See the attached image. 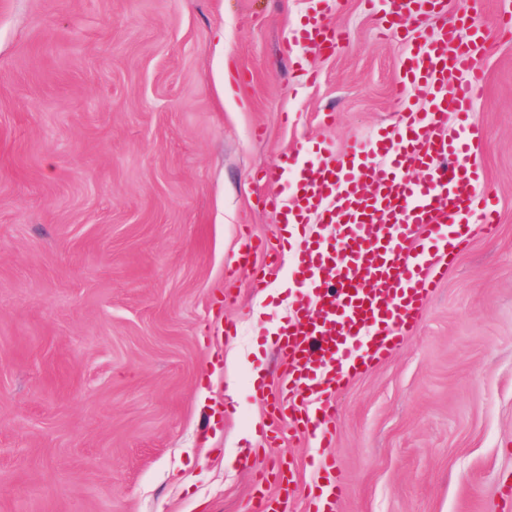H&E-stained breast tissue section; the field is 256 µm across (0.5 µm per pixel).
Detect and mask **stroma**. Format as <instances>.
<instances>
[{"mask_svg":"<svg viewBox=\"0 0 512 512\" xmlns=\"http://www.w3.org/2000/svg\"><path fill=\"white\" fill-rule=\"evenodd\" d=\"M0 0V512H257V473L332 454L336 512H512V0L488 29L472 154L501 203L415 329L333 398L331 449L270 445L292 294L285 154L406 108L390 0ZM223 50H216V37ZM277 247L256 291L245 238ZM236 325L224 333L225 321ZM300 36L306 43L315 47H322L324 50H330L333 47L334 35L330 34L324 17L318 11L301 23Z\"/></svg>","mask_w":512,"mask_h":512,"instance_id":"1","label":"stroma"}]
</instances>
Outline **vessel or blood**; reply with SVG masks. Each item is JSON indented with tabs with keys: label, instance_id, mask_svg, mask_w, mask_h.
Segmentation results:
<instances>
[{
	"label": "vessel or blood",
	"instance_id": "vessel-or-blood-1",
	"mask_svg": "<svg viewBox=\"0 0 512 512\" xmlns=\"http://www.w3.org/2000/svg\"><path fill=\"white\" fill-rule=\"evenodd\" d=\"M395 21L419 22L423 0H394ZM470 31L459 42L458 25ZM437 34L421 33L401 64L400 89L424 99L423 111L406 109L392 128L366 142L351 141L344 155L327 144L320 163L298 165L280 222L296 229L292 319L277 338L289 372L273 414L288 418L296 433L331 445L336 426L329 398L359 368L381 360L414 328L433 288L470 243L469 224L479 220L485 236L499 223V200L482 188L470 162V129L484 76L475 66L486 32L469 16ZM308 44L331 49L333 36L321 13L300 27ZM456 82H449V75ZM459 126L447 136L448 112ZM416 178H409V171ZM309 485L312 512H334L344 478L325 458ZM269 486L263 512H282L298 488L294 476L261 477Z\"/></svg>",
	"mask_w": 512,
	"mask_h": 512
}]
</instances>
